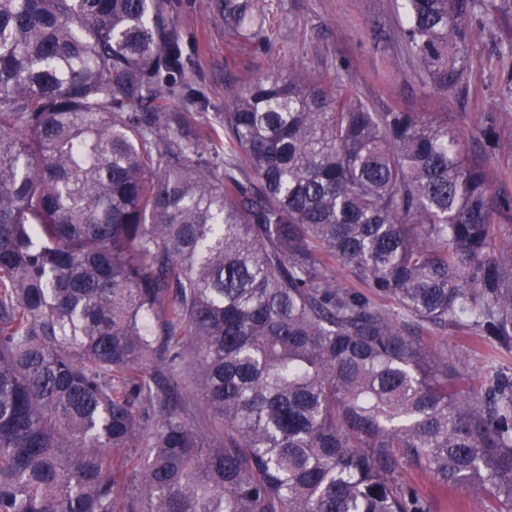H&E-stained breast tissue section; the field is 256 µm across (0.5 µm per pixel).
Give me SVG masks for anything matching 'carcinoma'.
<instances>
[{
	"mask_svg": "<svg viewBox=\"0 0 512 512\" xmlns=\"http://www.w3.org/2000/svg\"><path fill=\"white\" fill-rule=\"evenodd\" d=\"M214 9L264 30L258 0ZM405 9L439 92L472 20L512 19ZM186 70L167 0H0V512H433L408 463L512 505V375L465 392L417 335L512 346V204L433 112L277 70L202 131L170 111L200 103ZM188 351L210 438L170 382Z\"/></svg>",
	"mask_w": 512,
	"mask_h": 512,
	"instance_id": "1",
	"label": "carcinoma"
}]
</instances>
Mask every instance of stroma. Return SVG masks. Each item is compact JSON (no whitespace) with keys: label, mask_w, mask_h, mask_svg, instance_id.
<instances>
[{"label":"stroma","mask_w":512,"mask_h":512,"mask_svg":"<svg viewBox=\"0 0 512 512\" xmlns=\"http://www.w3.org/2000/svg\"><path fill=\"white\" fill-rule=\"evenodd\" d=\"M211 0H167L168 16L182 36L187 77L205 100L193 110L196 127L215 125L233 94L262 72L297 70L313 80L333 81L356 91L375 111L438 112L462 137L466 159L490 172L495 198L512 200V97L501 88L512 57L502 51L512 41V20L476 17L472 23L466 93L433 89L415 59L394 39L404 19V0H262L264 49L238 46ZM423 338L444 352L466 387L479 388L495 370L512 374V351L458 325L430 328ZM192 360L172 378L202 432L220 426L190 383ZM433 498L434 512H482L467 490H435L415 467L401 471Z\"/></svg>","instance_id":"1"}]
</instances>
